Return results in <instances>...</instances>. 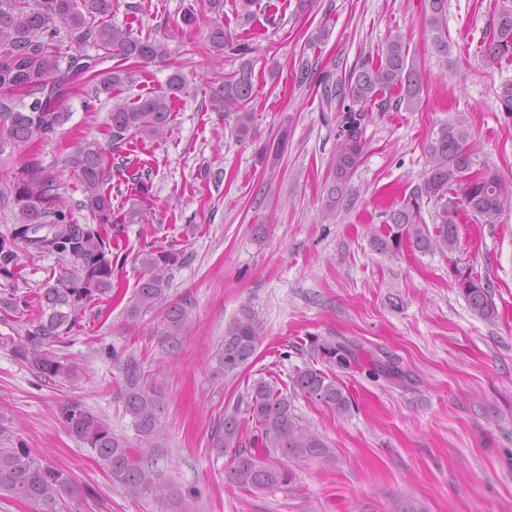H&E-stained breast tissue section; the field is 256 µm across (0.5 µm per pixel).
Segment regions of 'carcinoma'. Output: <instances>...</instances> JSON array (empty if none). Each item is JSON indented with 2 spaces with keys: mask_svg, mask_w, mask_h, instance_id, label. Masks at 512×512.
Masks as SVG:
<instances>
[{
  "mask_svg": "<svg viewBox=\"0 0 512 512\" xmlns=\"http://www.w3.org/2000/svg\"><path fill=\"white\" fill-rule=\"evenodd\" d=\"M428 23L437 52L448 54L447 0H428ZM112 0H0V153L8 145L21 147L43 138L62 125L67 113L58 108L60 100L78 78L95 82L92 100L133 82L135 68L162 60L167 55L163 39L142 37L130 28L108 22ZM74 35L77 47L63 54L52 42L60 29ZM208 40L222 52L233 51L239 57L238 68L224 77L210 96L211 109L233 117L237 137L245 139L253 132V64L247 58L250 46L235 42L224 26L213 21ZM90 44L116 60L108 70L98 69L101 57L82 50ZM484 61L491 67L512 61V10H501L485 43ZM299 82L313 79L322 87L327 109L337 112L336 149L332 155L324 202L325 216L348 195L352 175L365 153L363 138L367 112L390 107L385 93L396 89V104L412 109L423 91L414 64L408 62V48L396 34L387 40L385 52L377 63L363 62L348 72L316 73L307 60L298 67ZM184 77L175 72L166 88L140 96L131 103L112 106L108 123V147L95 142L80 144L68 158L78 172L85 200L83 206L102 221L112 217L111 172L136 184L137 192L149 187L142 175L129 172L130 159L123 155L133 140L160 141L167 137L172 122V101L185 93ZM469 128L462 120L439 128L427 146L428 170L421 187L408 202L390 210L387 229L371 235L372 247L383 253L397 254L403 247L420 252L452 251L459 242V212L471 215L482 224H495L505 202L512 197V184L505 183L472 149ZM286 148L282 136L265 146L263 156L276 164ZM457 192L437 212L435 232L420 223L423 199L441 200L449 190ZM16 224L10 234L0 236V276L10 278L16 266V248L25 244L42 254H53L65 263L54 282H46L37 293L39 314L24 322V335L13 346L14 356L27 364L37 376L77 382L78 367L58 353V344L81 322L90 304L112 291V246L95 224H77L66 207L58 186L32 159L14 176ZM144 274L138 281L128 318L140 316L162 306L167 300L171 272L183 264L182 253L175 249L152 248L138 255ZM457 287L473 315L493 321L498 310L488 284L469 274L457 280ZM29 302L21 297L0 299V312L24 313ZM188 320L182 304L170 305L164 313L165 337L177 340ZM263 338L262 325L249 307L224 327L223 347L217 363L224 374L242 369L255 355ZM322 355L343 363L353 348L339 343L320 344ZM125 409L132 416L142 441L152 444L159 437L162 405L158 392L141 380L137 362L124 364ZM293 388L320 402L338 415L350 411L351 399L345 389L326 373L305 367L291 377ZM245 408H235L218 419L210 435V447L217 454L231 453L224 471L227 483L243 490L271 491L288 486L292 470L271 462L279 455L296 464L318 461L335 462L327 441L302 424L294 413L288 395L272 382L260 378L242 398ZM252 423L251 433L243 430L240 412ZM69 432L96 454L99 466L132 498L153 497L162 500L167 489L157 482L152 463L136 453L126 440L114 433L100 416L79 404L60 411ZM0 491L32 502L39 512H63L66 498L77 488L62 472L44 464L26 444L14 438L0 424ZM388 512H427L425 505L406 496L391 498Z\"/></svg>",
  "mask_w": 512,
  "mask_h": 512,
  "instance_id": "obj_1",
  "label": "carcinoma"
}]
</instances>
